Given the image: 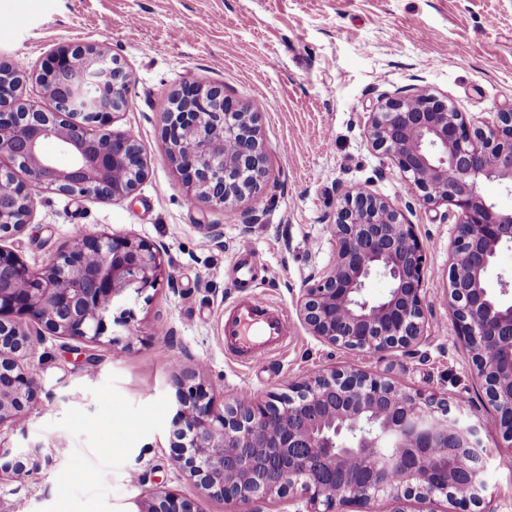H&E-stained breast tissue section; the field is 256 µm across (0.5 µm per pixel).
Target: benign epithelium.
Returning <instances> with one entry per match:
<instances>
[{
	"label": "benign epithelium",
	"instance_id": "7a95c632",
	"mask_svg": "<svg viewBox=\"0 0 512 512\" xmlns=\"http://www.w3.org/2000/svg\"><path fill=\"white\" fill-rule=\"evenodd\" d=\"M25 70H0V238L20 232L35 195L51 191L101 199L127 198L146 176L131 135L107 129L129 104L130 78L120 61L90 45L58 47L36 74L54 109L22 103ZM167 155L186 192L224 206L261 194L268 155L259 139V113L220 86L192 84L175 93L161 115ZM371 147L403 173L419 202L453 206L448 309L457 336L472 354L477 376L497 413L501 456H512V284H490L503 247H512V210L481 192L494 181L512 191V107L490 121L470 120L420 87L382 97L370 113ZM54 143L71 156L65 168L45 151ZM28 182L16 178V171ZM332 265L310 274L296 307L313 335L331 345L378 354L426 338V251L415 225L388 199L364 188L345 192L331 225ZM165 271L153 244L136 237L83 235L53 263L34 272L0 246V425L24 418L37 398L36 377L18 359L33 336L114 342L112 317L132 291L155 288ZM376 273L387 291L369 298ZM175 463L204 498L253 506L301 491L308 512L394 502L453 500L459 512L480 502L486 448L477 425L456 405L408 391L360 369L333 368L296 382L267 400L236 397L217 405L211 388L190 371L177 382ZM40 450H0V477H28L51 465ZM139 512H200L199 503L156 488Z\"/></svg>",
	"mask_w": 512,
	"mask_h": 512
}]
</instances>
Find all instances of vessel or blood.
Segmentation results:
<instances>
[{"label": "vessel or blood", "instance_id": "b4317fda", "mask_svg": "<svg viewBox=\"0 0 512 512\" xmlns=\"http://www.w3.org/2000/svg\"><path fill=\"white\" fill-rule=\"evenodd\" d=\"M288 334L284 312L253 299L236 304L224 323L225 346L253 361L270 348L285 344Z\"/></svg>", "mask_w": 512, "mask_h": 512}]
</instances>
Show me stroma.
Returning <instances> with one entry per match:
<instances>
[{"instance_id":"1","label":"stroma","mask_w":512,"mask_h":512,"mask_svg":"<svg viewBox=\"0 0 512 512\" xmlns=\"http://www.w3.org/2000/svg\"><path fill=\"white\" fill-rule=\"evenodd\" d=\"M0 63L40 71L62 44L104 47L130 75V105L111 130L140 143L147 174L127 198L50 192L29 224L1 244L31 269L72 238L110 233L154 244L166 273L130 296L132 343L43 336L29 363L39 386L28 416L0 425V447L50 452L27 480H0V512H137L157 487L199 498L175 466L176 382L199 368L218 401L268 399L331 368L357 367L406 390L460 405L482 428L489 457L481 512H512V469L496 455L495 412L448 311L446 206L413 200L398 167L373 151L368 114L382 94L422 85L470 119L512 105V0H0ZM222 86L260 115L269 176L258 199L213 207L184 190L161 139L172 92ZM388 198L415 224L427 253V337L362 354L330 345L301 320L307 276L330 265L342 194ZM253 250L249 287L239 248ZM285 311V345L258 361L226 351L224 319L242 298Z\"/></svg>"}]
</instances>
